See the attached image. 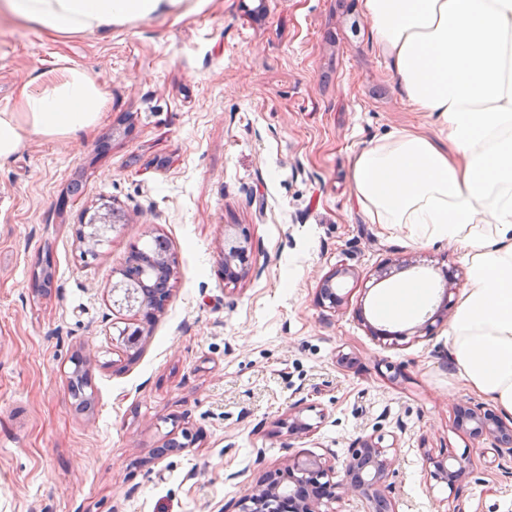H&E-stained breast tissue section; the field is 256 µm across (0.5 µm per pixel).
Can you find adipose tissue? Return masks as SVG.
<instances>
[{
	"label": "adipose tissue",
	"mask_w": 512,
	"mask_h": 512,
	"mask_svg": "<svg viewBox=\"0 0 512 512\" xmlns=\"http://www.w3.org/2000/svg\"><path fill=\"white\" fill-rule=\"evenodd\" d=\"M165 0H0V14L65 36L108 32ZM380 53L404 98L437 113L457 154L399 132L359 151L358 202L373 223L406 227L413 242L458 243L468 266L448 327V358L465 386L512 414V0H363ZM108 104L102 85L71 65L31 72L0 108V161L28 136L78 140ZM428 286L381 296L383 312L415 316Z\"/></svg>",
	"instance_id": "adipose-tissue-1"
}]
</instances>
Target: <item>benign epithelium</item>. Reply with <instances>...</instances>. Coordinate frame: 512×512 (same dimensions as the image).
Instances as JSON below:
<instances>
[{"instance_id": "obj_1", "label": "benign epithelium", "mask_w": 512, "mask_h": 512, "mask_svg": "<svg viewBox=\"0 0 512 512\" xmlns=\"http://www.w3.org/2000/svg\"><path fill=\"white\" fill-rule=\"evenodd\" d=\"M133 221V214L116 206L111 201H101L86 210L80 218L77 236L79 258L87 261L96 253L111 235ZM224 269L233 273L230 280L236 281L248 276L249 265L248 235L241 230H224L220 250ZM450 287L444 289L440 306L430 319L416 330V333L430 332L431 321L442 323L452 308L451 284L455 279L445 275ZM135 278L128 267L119 270L112 279V304L134 311L142 316V323L128 324L118 331V340L126 350L138 348L144 333L143 324L150 323L160 311L167 296L143 297L136 290ZM459 421L474 424L472 435L489 444V450L499 459L512 457V422L503 421L492 410L481 404L470 402L455 406ZM396 456L379 446L370 438L359 440L356 447L348 449L343 461L341 475L333 476V469L313 455H294L286 464L263 479L235 503L238 512H332L330 504L343 497H361L366 500L369 512H392V500L387 494L386 481ZM433 467L430 476L436 481L453 487L456 477L461 474L467 458L461 456L448 460L427 458Z\"/></svg>"}]
</instances>
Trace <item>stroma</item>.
<instances>
[{"mask_svg":"<svg viewBox=\"0 0 512 512\" xmlns=\"http://www.w3.org/2000/svg\"><path fill=\"white\" fill-rule=\"evenodd\" d=\"M256 2L176 0L63 38L0 18V107L61 60L110 99L80 142L32 135L0 162V512H224L289 456L340 468L359 437L395 448V512H512V463L455 421L471 394L447 324L417 341L416 320L375 307L388 261L405 263L391 282L432 283L426 317L445 272L467 279L457 243L372 224L350 172L355 153L403 130L445 144L438 114L407 105L362 0ZM102 197L138 215L84 262L79 216ZM228 224L246 228L256 269L236 283L219 258ZM158 234L175 279L133 357L115 341L134 315L113 306L112 276ZM328 275L334 309L317 302ZM371 324L407 338L386 346ZM295 405L310 434H289ZM185 433L193 447L155 456ZM428 453L467 454L454 487L430 478Z\"/></svg>","mask_w":512,"mask_h":512,"instance_id":"1","label":"stroma"}]
</instances>
